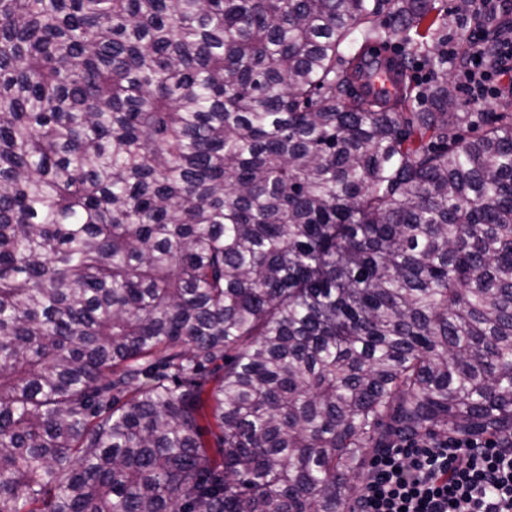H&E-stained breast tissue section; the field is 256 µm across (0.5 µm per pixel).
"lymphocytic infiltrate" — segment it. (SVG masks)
Segmentation results:
<instances>
[{
  "label": "lymphocytic infiltrate",
  "instance_id": "obj_1",
  "mask_svg": "<svg viewBox=\"0 0 512 512\" xmlns=\"http://www.w3.org/2000/svg\"><path fill=\"white\" fill-rule=\"evenodd\" d=\"M502 4L475 0L466 46H448L449 57H465L458 76L464 104L483 107L499 98L503 77L512 74V29L493 45L483 40ZM351 512H512V447L500 436L394 443L372 459Z\"/></svg>",
  "mask_w": 512,
  "mask_h": 512
}]
</instances>
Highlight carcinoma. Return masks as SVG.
I'll return each mask as SVG.
<instances>
[{"instance_id": "obj_1", "label": "carcinoma", "mask_w": 512, "mask_h": 512, "mask_svg": "<svg viewBox=\"0 0 512 512\" xmlns=\"http://www.w3.org/2000/svg\"><path fill=\"white\" fill-rule=\"evenodd\" d=\"M447 29L0 0V512H340L512 431V113L448 106Z\"/></svg>"}]
</instances>
